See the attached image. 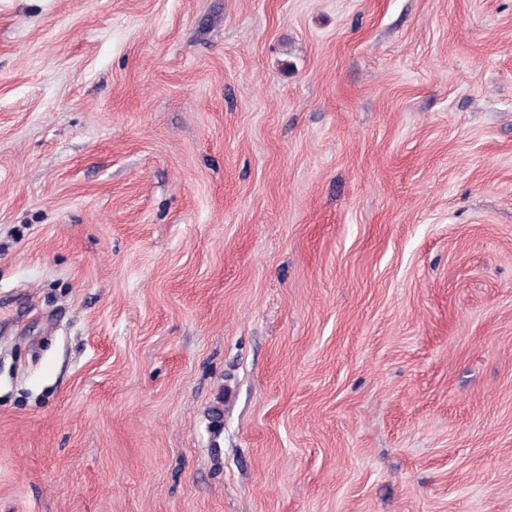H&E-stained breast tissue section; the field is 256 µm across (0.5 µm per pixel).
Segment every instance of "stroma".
I'll return each mask as SVG.
<instances>
[{"mask_svg":"<svg viewBox=\"0 0 512 512\" xmlns=\"http://www.w3.org/2000/svg\"><path fill=\"white\" fill-rule=\"evenodd\" d=\"M0 512H512V0H0Z\"/></svg>","mask_w":512,"mask_h":512,"instance_id":"obj_1","label":"stroma"}]
</instances>
